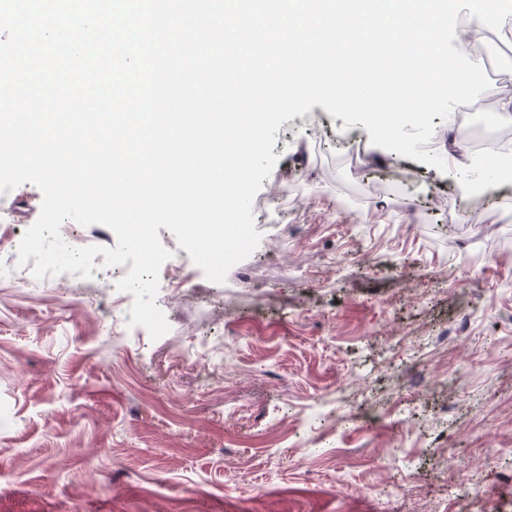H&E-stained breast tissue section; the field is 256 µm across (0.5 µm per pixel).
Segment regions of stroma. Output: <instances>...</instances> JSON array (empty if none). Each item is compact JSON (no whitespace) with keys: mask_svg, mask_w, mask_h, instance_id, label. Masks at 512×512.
Returning a JSON list of instances; mask_svg holds the SVG:
<instances>
[{"mask_svg":"<svg viewBox=\"0 0 512 512\" xmlns=\"http://www.w3.org/2000/svg\"><path fill=\"white\" fill-rule=\"evenodd\" d=\"M481 43L464 53L507 92L512 37ZM310 113L321 136L277 131L260 243L224 283L159 228L183 277L173 302L159 277L157 339L129 328L112 267L18 266L42 194H0V512H512V185L467 144L444 174ZM203 343L223 378L187 361ZM438 437L468 449L471 484Z\"/></svg>","mask_w":512,"mask_h":512,"instance_id":"stroma-1","label":"stroma"}]
</instances>
